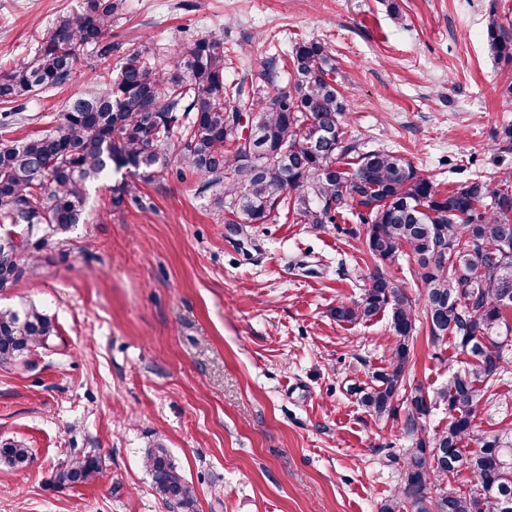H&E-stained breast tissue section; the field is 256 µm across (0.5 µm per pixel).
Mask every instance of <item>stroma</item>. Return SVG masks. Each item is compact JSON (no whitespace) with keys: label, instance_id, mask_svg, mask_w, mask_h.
I'll return each mask as SVG.
<instances>
[{"label":"stroma","instance_id":"obj_1","mask_svg":"<svg viewBox=\"0 0 512 512\" xmlns=\"http://www.w3.org/2000/svg\"><path fill=\"white\" fill-rule=\"evenodd\" d=\"M78 3L0 0V64ZM493 15L512 18V0H124L110 64L132 43L165 54L220 30L236 80L316 39L361 149L397 152L447 186L496 184L512 171V61L487 49ZM91 76L0 104V141L40 134ZM114 183H93L84 223L0 293L1 308L36 306L58 332L25 364L0 366V442L31 456L0 462V512H170L143 464L159 445L197 512H378L404 483L407 408L377 417L360 397L395 335L389 313L352 324L330 313L362 296L375 266L364 225L225 223L215 191L173 158L140 181L138 201L112 206ZM412 352L408 376L431 393L464 361L422 325ZM474 423L470 451L512 427V373ZM84 454L98 478L57 484L60 463ZM0 460L12 466L23 467L30 461L29 448L18 442L1 443Z\"/></svg>","mask_w":512,"mask_h":512}]
</instances>
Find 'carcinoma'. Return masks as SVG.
Masks as SVG:
<instances>
[{
	"mask_svg": "<svg viewBox=\"0 0 512 512\" xmlns=\"http://www.w3.org/2000/svg\"><path fill=\"white\" fill-rule=\"evenodd\" d=\"M120 6L121 0H81L77 11L56 15L32 54L0 69V103L62 85L83 66L87 51L107 61ZM488 47L494 57L512 60V26L491 17ZM231 61L222 32L168 56L144 46L127 49L118 75H97L94 89L71 101L53 129L0 143V220L21 228L26 242L39 236V249L81 223L90 182L114 168L154 177L168 153L201 175V191H222L215 203L229 215L227 224H267L281 209L315 227L356 215L366 225L365 248L375 268L408 257L423 297L419 309L395 277L372 273L358 301L331 309L336 321L347 323L387 311L398 337L388 366L361 397L378 416L395 413L400 398L408 408L405 482L380 512H512L505 510L512 505V427L483 438L471 455L462 453L477 411L512 362V254L500 249L512 236V190L478 176L443 188L392 151L361 150L346 137L336 70L318 40L295 46L285 90L276 88L275 60L265 62L259 76L239 81L225 78ZM245 110L256 113L253 157L244 154L238 134ZM113 194L117 207L137 199V186L125 181ZM36 261L12 236H0V291L26 277ZM419 317L433 339L453 335L470 358L432 395L406 377ZM56 335L52 319L35 306L1 309L0 366L21 363ZM440 405L447 407L448 427L430 437L422 420ZM0 460L23 467L29 449L1 443ZM144 461L155 494L175 512H195V492L167 450L150 448ZM464 468L477 484L460 494L446 483ZM99 470L96 458L75 456L56 479L88 483Z\"/></svg>",
	"mask_w": 512,
	"mask_h": 512,
	"instance_id": "1",
	"label": "carcinoma"
}]
</instances>
